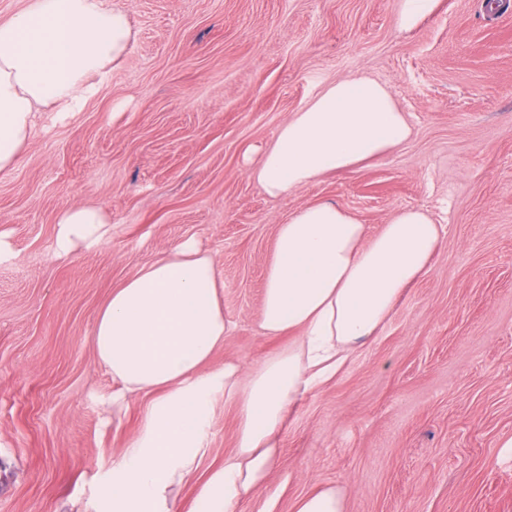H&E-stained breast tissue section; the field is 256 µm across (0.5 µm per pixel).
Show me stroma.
Returning a JSON list of instances; mask_svg holds the SVG:
<instances>
[{"label":"stroma","mask_w":512,"mask_h":512,"mask_svg":"<svg viewBox=\"0 0 512 512\" xmlns=\"http://www.w3.org/2000/svg\"><path fill=\"white\" fill-rule=\"evenodd\" d=\"M136 39L98 93L39 113L0 173V512H100L97 486L139 426L113 415L89 338L113 288L185 238L207 251L233 331L213 358L276 349L256 316L275 228L330 200L376 232L420 208L446 227L428 275L373 345L306 392L242 512H295L325 487L345 512H512V8L438 0L410 31L396 0H122ZM387 86L411 139L356 171L272 199L251 181L323 86ZM108 216L95 248L53 250L64 207ZM216 410L207 466L234 451Z\"/></svg>","instance_id":"obj_1"}]
</instances>
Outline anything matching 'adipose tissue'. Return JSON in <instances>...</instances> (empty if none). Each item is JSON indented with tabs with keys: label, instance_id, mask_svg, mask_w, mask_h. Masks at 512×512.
Segmentation results:
<instances>
[{
	"label": "adipose tissue",
	"instance_id": "ef3b65f1",
	"mask_svg": "<svg viewBox=\"0 0 512 512\" xmlns=\"http://www.w3.org/2000/svg\"><path fill=\"white\" fill-rule=\"evenodd\" d=\"M134 40L120 0H27L1 19L0 172L19 164L39 112L70 111ZM411 136L389 89L352 75L294 112L249 177L268 197H285L381 159ZM108 224L100 208L65 207L54 247H95ZM443 232L418 208L395 212L372 235L335 203L296 209L275 229L258 313L264 337L289 343L249 370L212 364L232 325L213 264L194 239L113 288L92 344L112 377L113 406L132 395L145 403L137 432L100 484L104 512H174L175 487L194 480L210 455L221 401L237 411V448L200 483L197 512H239L277 460L289 408L379 336L406 289L429 273Z\"/></svg>",
	"mask_w": 512,
	"mask_h": 512
}]
</instances>
